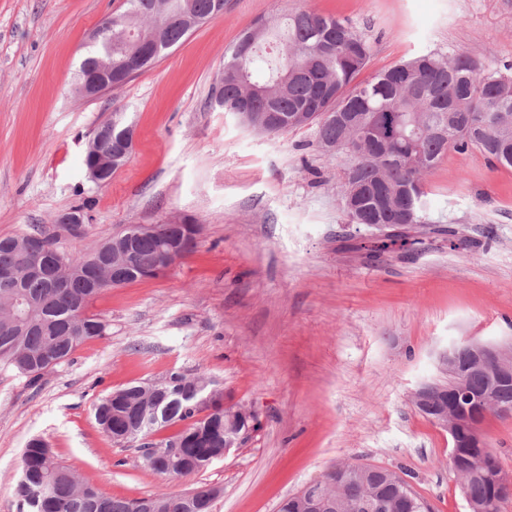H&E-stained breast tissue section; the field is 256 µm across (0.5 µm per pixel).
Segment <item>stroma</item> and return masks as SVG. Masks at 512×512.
Masks as SVG:
<instances>
[{
  "instance_id": "1",
  "label": "stroma",
  "mask_w": 512,
  "mask_h": 512,
  "mask_svg": "<svg viewBox=\"0 0 512 512\" xmlns=\"http://www.w3.org/2000/svg\"><path fill=\"white\" fill-rule=\"evenodd\" d=\"M123 0H0V236L84 206L90 250L127 224L194 218L195 249L164 275L104 291L110 323L37 384L0 365V512L29 440L111 497L219 486L213 512H279L336 464L403 476L430 512H470L448 463L447 431L412 404L437 377L436 355L466 339L512 345V169L449 149L424 180L425 221L470 242L425 234L374 250L378 230L338 206L350 159L315 133L262 134L210 104L224 52L260 17L300 10L347 21L372 44L371 79L427 52L512 64V0H229L151 67L95 99L74 92L90 33ZM135 145L110 182L83 164L113 113ZM170 371L214 378L252 407L257 429L235 454L191 475L145 470L138 446L98 432L99 397ZM126 124L127 123L124 119V116L121 113H113L112 119H110L106 123L99 126L101 132H97L96 134H94L95 133L94 132L93 136L89 139L88 147H87L85 157H84V164H85L86 170L88 171L89 178L92 179L93 181L100 183V182L104 181L106 178L103 177V174L100 172V170L96 166L93 165L91 168L88 169V167L91 163V154L89 153L90 145L99 139L102 132H107L110 128H112L113 125H115V134H117Z\"/></svg>"
}]
</instances>
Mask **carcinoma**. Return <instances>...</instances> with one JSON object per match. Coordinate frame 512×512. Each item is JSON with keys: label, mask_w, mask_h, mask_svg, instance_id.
<instances>
[{"label": "carcinoma", "mask_w": 512, "mask_h": 512, "mask_svg": "<svg viewBox=\"0 0 512 512\" xmlns=\"http://www.w3.org/2000/svg\"><path fill=\"white\" fill-rule=\"evenodd\" d=\"M228 0H125L123 13L98 25L93 51L78 70L94 72L112 64V85L131 78L129 63L143 49L121 38L123 31L165 26L157 50L144 69L190 32L189 23L218 17ZM372 45L348 23L311 11L290 13L276 22L255 20L226 51L212 92L222 110L254 113L252 128L275 115L284 117L276 133L303 128L316 113L318 147L352 158L344 171L340 207L354 224L423 223V176L448 148L469 146L488 156L494 169L512 168V75L483 67L469 55L424 53L357 81ZM188 253L194 246L185 225L157 224L154 233L135 238L132 252L142 270L154 267L168 246ZM112 236L93 249L65 252L57 238L39 229L0 238V364L37 383L45 371L67 360L85 343L103 336L107 321L88 312L90 303L112 281L102 268L112 265ZM168 393L150 381L133 382L104 395L94 418L110 439L135 443L144 429H180L154 443L156 459L146 469L159 476L183 477L224 457V431L235 422L224 417V389L209 377L171 371ZM200 389L214 411L189 406ZM470 449H461L459 472L467 494L490 504L491 486L469 476ZM24 478L16 483L17 512H211L221 489L189 502L186 494L161 491L128 500L105 496L61 462L41 439L30 440L21 456ZM334 498L332 512H367L375 495L384 512H425L422 498L399 474L386 468L366 474L339 463L322 480Z\"/></svg>", "instance_id": "cac0c4a2"}]
</instances>
